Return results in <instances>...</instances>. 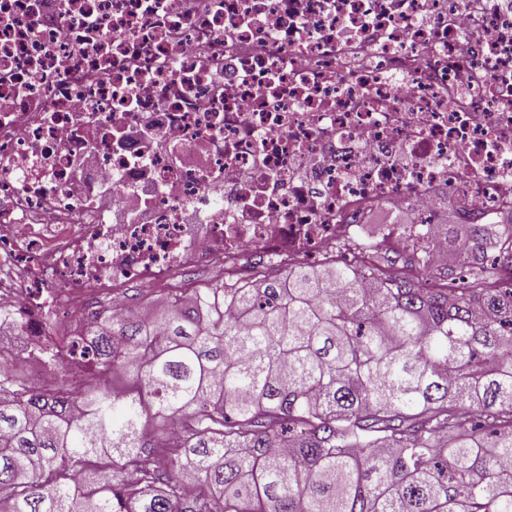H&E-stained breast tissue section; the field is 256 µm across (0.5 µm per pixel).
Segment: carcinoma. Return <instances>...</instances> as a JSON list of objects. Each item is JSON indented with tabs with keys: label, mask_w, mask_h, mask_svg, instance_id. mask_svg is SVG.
Listing matches in <instances>:
<instances>
[{
	"label": "carcinoma",
	"mask_w": 512,
	"mask_h": 512,
	"mask_svg": "<svg viewBox=\"0 0 512 512\" xmlns=\"http://www.w3.org/2000/svg\"><path fill=\"white\" fill-rule=\"evenodd\" d=\"M425 288L294 266L91 328L79 384L0 375V512H512V224ZM119 369L139 392L116 394ZM85 408L82 415L75 407Z\"/></svg>",
	"instance_id": "1"
}]
</instances>
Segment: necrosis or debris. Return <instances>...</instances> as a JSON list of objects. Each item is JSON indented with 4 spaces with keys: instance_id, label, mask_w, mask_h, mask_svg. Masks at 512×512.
<instances>
[{
    "instance_id": "obj_1",
    "label": "necrosis or debris",
    "mask_w": 512,
    "mask_h": 512,
    "mask_svg": "<svg viewBox=\"0 0 512 512\" xmlns=\"http://www.w3.org/2000/svg\"><path fill=\"white\" fill-rule=\"evenodd\" d=\"M512 211V0H0V345L384 208Z\"/></svg>"
}]
</instances>
